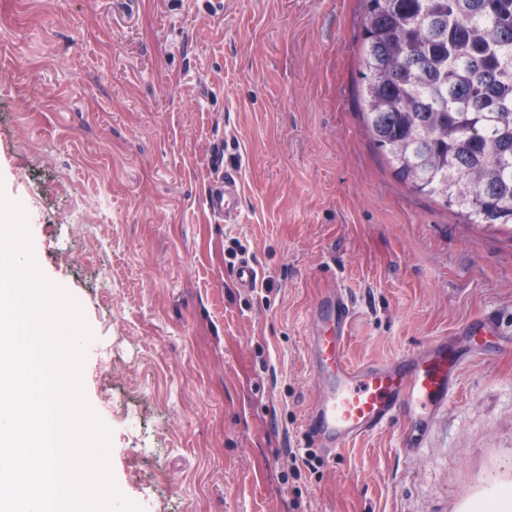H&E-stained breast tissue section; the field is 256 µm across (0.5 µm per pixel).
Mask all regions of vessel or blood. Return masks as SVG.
<instances>
[{
    "label": "vessel or blood",
    "mask_w": 512,
    "mask_h": 512,
    "mask_svg": "<svg viewBox=\"0 0 512 512\" xmlns=\"http://www.w3.org/2000/svg\"><path fill=\"white\" fill-rule=\"evenodd\" d=\"M242 194L237 172L225 171L211 188L207 209L213 218L232 221ZM353 315L352 299L337 288L323 290L310 311L307 353L317 391L307 431L329 456L397 416H427L446 406L456 373L442 338L424 359L405 354L391 362L351 364L345 352Z\"/></svg>",
    "instance_id": "1"
}]
</instances>
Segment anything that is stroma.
Segmentation results:
<instances>
[{
	"instance_id": "stroma-1",
	"label": "stroma",
	"mask_w": 512,
	"mask_h": 512,
	"mask_svg": "<svg viewBox=\"0 0 512 512\" xmlns=\"http://www.w3.org/2000/svg\"><path fill=\"white\" fill-rule=\"evenodd\" d=\"M362 46V0H0V192L109 352L84 395L141 512H512V224L398 181ZM230 166L240 215L216 223ZM331 283L354 364L498 326L459 342L446 407L329 458L306 338ZM243 186L235 170H224L221 179L212 185L206 205L214 219L231 222L237 217Z\"/></svg>"
}]
</instances>
